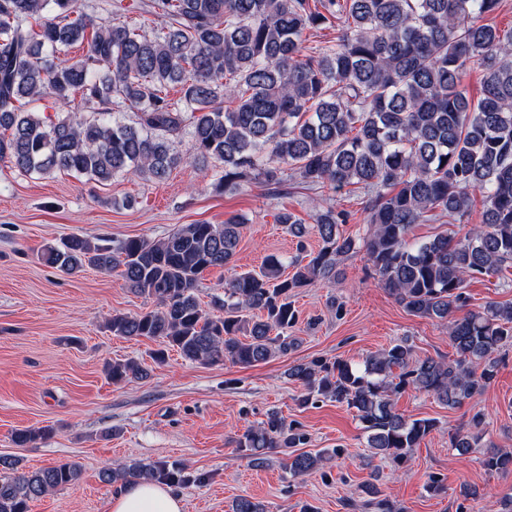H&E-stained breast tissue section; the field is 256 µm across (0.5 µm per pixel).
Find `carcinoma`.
<instances>
[{"label": "carcinoma", "mask_w": 512, "mask_h": 512, "mask_svg": "<svg viewBox=\"0 0 512 512\" xmlns=\"http://www.w3.org/2000/svg\"><path fill=\"white\" fill-rule=\"evenodd\" d=\"M111 0L115 16L135 9L154 17L149 34L126 22L99 25L81 0H0V161L25 174L57 171L100 184L135 174L157 181L180 165L222 164L216 189L252 179L278 186L294 177L316 187L371 194L367 229L340 232L344 213L319 210L307 227L290 211L276 222L302 239L286 273L282 259L224 282V314L197 296L210 268L232 262L244 221L204 222L162 239L116 244L70 236L49 246L45 260L71 274L91 266L116 271L131 291L157 308L118 313L112 335L161 341L190 361L242 367L284 354L299 322L297 289L336 281L337 266L356 245L379 283L409 314L448 324L454 357L418 356L408 340L362 363L316 358L288 369L305 386L299 402L322 397L354 410L371 457L403 467L436 426L398 413L394 396L433 395L449 408L476 401L494 380L501 353L512 348V302L467 309L468 281L512 267V29L486 22L500 0ZM336 24V40L305 52L304 31ZM83 48L76 59L70 50ZM483 72L482 93L464 85ZM180 88L173 99L166 88ZM68 112L46 122L42 102ZM135 110L126 123L122 110ZM191 146L177 148L185 127ZM482 222L463 236L419 241L414 224L436 217L463 224L474 194ZM114 382L147 376L134 361L107 364ZM485 413L450 436L463 456L481 447ZM309 437L276 411L245 431L236 448L255 468L273 448L291 449L293 477L319 470L341 447L305 451ZM488 471L512 472V450L491 449ZM73 463L20 473L0 456V512H29L30 502L74 484ZM147 479L172 487L205 481L203 473L166 461L105 468L100 479L130 485ZM232 512H266L247 496Z\"/></svg>", "instance_id": "1"}]
</instances>
